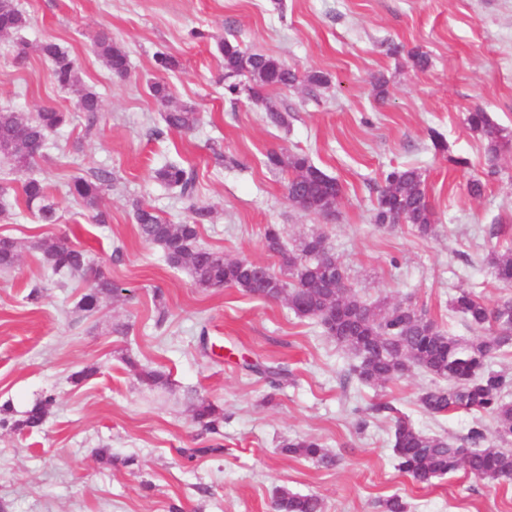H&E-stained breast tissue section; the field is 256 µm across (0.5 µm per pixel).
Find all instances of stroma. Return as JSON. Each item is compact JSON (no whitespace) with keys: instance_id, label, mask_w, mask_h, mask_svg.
I'll return each instance as SVG.
<instances>
[{"instance_id":"stroma-1","label":"stroma","mask_w":512,"mask_h":512,"mask_svg":"<svg viewBox=\"0 0 512 512\" xmlns=\"http://www.w3.org/2000/svg\"><path fill=\"white\" fill-rule=\"evenodd\" d=\"M31 19V46L17 61L13 39L0 36V108L34 113L51 106L70 121L52 133L42 155L15 173L0 196V237L24 249L0 273V405L20 418L53 394L40 429L0 430V512H273L278 489L323 498L325 512H379L400 495L410 512H512V483L488 486L464 471L430 485L401 473L391 444L394 414L421 431L460 438L473 422L458 411L431 415L419 404L434 379L421 371L383 387L349 377L355 359L321 328L297 318L284 302L237 289L206 292L170 269L138 231L134 206L155 208L173 223L190 204L158 183L167 161L192 165L197 199L212 207L198 245L277 267L262 246L265 225H280L287 246L321 234L349 275L356 295L412 301L451 335L471 330L448 309L457 288L487 301L504 290L487 255L512 246V147L489 162L484 142L463 118L480 106L512 131V0H16ZM106 28L120 42L130 72L111 75L93 47ZM226 39L329 79L317 96L304 84L269 95L288 124L267 123L248 96L224 95ZM52 40L78 63L84 85L102 101L97 128L86 134L74 92L57 86L38 51ZM404 45L394 56L389 43ZM432 59L415 70L407 53ZM180 63L161 73L156 53ZM384 75L386 98L372 78ZM169 87L171 105L202 115L190 133L169 131L151 83ZM441 132L449 154L435 152L429 129ZM303 152L342 185L336 215L326 219L292 206L285 175L266 164L269 152ZM467 159L464 167L449 156ZM497 165L484 196L467 181ZM424 170L439 217L434 237L408 226L376 230L378 191L396 168ZM105 169L112 182L103 222L69 187ZM43 179L58 221L39 223L20 202L24 179ZM501 221L505 232L490 239ZM83 249L126 293L86 315L77 303L84 277L52 275L34 245L59 237ZM123 260L113 263L114 250ZM39 287L37 302L27 299ZM116 324L125 333L113 332ZM161 371L168 383L140 385L126 360ZM275 363L291 377L274 387L245 362ZM92 374L81 383L72 376ZM205 398L224 411L215 434L202 432L193 406ZM390 402L393 412H373ZM310 436L338 457L335 467L282 453L283 440ZM218 443L219 452L187 460L181 451Z\"/></svg>"}]
</instances>
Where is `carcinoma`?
I'll use <instances>...</instances> for the list:
<instances>
[{
	"label": "carcinoma",
	"instance_id": "1",
	"mask_svg": "<svg viewBox=\"0 0 512 512\" xmlns=\"http://www.w3.org/2000/svg\"><path fill=\"white\" fill-rule=\"evenodd\" d=\"M29 26V17L20 11L14 0H0V34H17ZM94 45L100 59L112 76L124 79L129 72L128 55L124 47L112 39V33L99 30ZM224 57V74H238L248 68L252 84L248 91L254 102L263 107L269 123L282 127L288 124L287 114L264 95L267 88H288L299 81L295 70L272 56L247 52L232 40L219 45ZM51 64V77L61 88L78 92L77 107L84 112L87 130L98 121L100 110L96 92L81 87L78 66L69 52L59 44L48 41L39 48ZM153 97L163 106L166 127L175 132H188L200 122V113L193 108L168 106L170 94L166 83L154 82ZM66 112L43 107L36 114L11 109L0 110V153L7 156L17 169L35 161L50 133L68 122ZM469 129L485 143L492 166L487 175L497 174L493 162L501 148L508 144L509 133L493 121L488 112L476 107L464 118ZM267 165L287 174L285 190L289 203L297 200L312 206L310 214L329 198L342 193L336 178L325 173L310 158L299 152L283 157L276 152L267 154ZM154 179L180 195L192 198L195 191L193 174L184 166L168 162L154 171ZM112 175L102 170L89 178H77L70 186L71 194L86 207L97 211L98 221H104L99 206L110 186ZM27 207L43 224L58 221L57 209L50 202L43 180L31 177L21 186ZM209 207L194 203L189 218L179 224L162 219L156 211L144 205L135 209V221L141 238L161 249L165 263L174 270L186 271L195 287L204 291L236 288L246 295L266 301L284 300L288 308L301 318L312 320L323 328L336 327L333 338L353 353L359 362L351 376L360 384L382 387L405 378L415 370L431 375L437 383L419 395L421 408L428 414L440 415L466 411L481 417L489 416L496 424L493 439H488L480 426L472 427L467 436L456 440L428 435L418 430L404 415L393 419V451L399 471L419 484H430L436 478L460 469L489 484L512 482V375L492 368V360L506 348L512 347V295L495 304L470 288H461L451 299L450 308L477 335L470 339L451 336L428 314L412 302L390 303L386 300L368 302L351 291L345 270L336 255L326 246L321 234L302 238L290 249L283 232L269 224L263 233V247L279 260L280 272H270L261 282L254 274L256 263L247 259H228L224 253L196 246L198 226L211 221ZM437 215L426 191L421 169H395L386 176L374 208V224L391 228L406 224L421 237L434 235ZM46 267L55 275L85 274L90 260L87 254L61 238L38 244ZM19 241L0 238V270L15 267L20 257ZM491 264L500 284L512 288V247L500 253L492 251ZM125 289L112 282L100 270L92 278L79 301L85 312L99 310L105 298H117ZM127 364L137 370L141 385L155 388L166 383L164 375L139 367L131 357ZM247 368L262 375L272 386L281 385L285 377L280 367ZM52 402L48 397L32 405L20 419L0 415V429L15 431L40 428ZM194 418L206 431L216 432L224 412L207 399L194 408ZM282 452L309 459L323 468L336 465V456L312 437L286 440ZM276 512H324L323 499L316 494L302 495L280 489L274 501Z\"/></svg>",
	"mask_w": 512,
	"mask_h": 512
}]
</instances>
